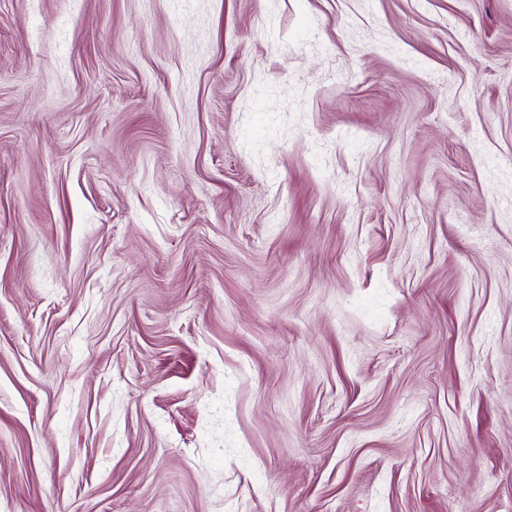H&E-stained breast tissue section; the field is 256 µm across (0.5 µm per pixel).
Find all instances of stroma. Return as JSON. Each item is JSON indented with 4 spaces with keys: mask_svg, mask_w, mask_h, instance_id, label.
Here are the masks:
<instances>
[{
    "mask_svg": "<svg viewBox=\"0 0 512 512\" xmlns=\"http://www.w3.org/2000/svg\"><path fill=\"white\" fill-rule=\"evenodd\" d=\"M0 512H512V0H0Z\"/></svg>",
    "mask_w": 512,
    "mask_h": 512,
    "instance_id": "stroma-1",
    "label": "stroma"
}]
</instances>
